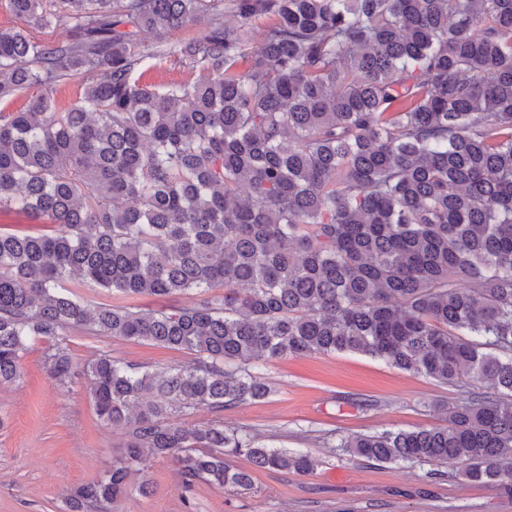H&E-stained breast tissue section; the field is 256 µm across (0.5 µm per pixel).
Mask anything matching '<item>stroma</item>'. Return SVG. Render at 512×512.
Returning <instances> with one entry per match:
<instances>
[{"label": "stroma", "mask_w": 512, "mask_h": 512, "mask_svg": "<svg viewBox=\"0 0 512 512\" xmlns=\"http://www.w3.org/2000/svg\"><path fill=\"white\" fill-rule=\"evenodd\" d=\"M206 30L201 23L161 39L140 33L143 45L166 51L145 61L143 83L196 80L197 70L178 49ZM67 343L78 366L103 352L156 369L195 360L184 350L80 331L70 332ZM43 351V344L32 346L22 377L0 386V512H62L70 490L100 478L122 443L118 432L99 422L83 377L68 390L56 388ZM262 374L270 394L225 408V427H245L268 446L310 453L316 459L312 472L254 471V491L246 495L201 484L188 506L172 465L157 461L132 475L120 512H512L511 498L451 473L432 476L431 464L361 461L325 445L347 435L444 425L435 406L454 402L456 388L349 352L272 359ZM145 480L151 492L144 497L138 485Z\"/></svg>", "instance_id": "stroma-1"}]
</instances>
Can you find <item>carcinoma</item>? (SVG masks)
<instances>
[{
	"mask_svg": "<svg viewBox=\"0 0 512 512\" xmlns=\"http://www.w3.org/2000/svg\"><path fill=\"white\" fill-rule=\"evenodd\" d=\"M8 0L0 30V209L49 233L0 231V385L36 341L56 386L72 381L68 333L197 355L82 366L98 419L123 451L66 497L116 512L132 468L173 464L248 494V470L314 469L215 414L270 393L258 362L352 352L454 386L446 424L351 435L353 458L459 466L512 497V0ZM265 19L260 42L251 30ZM64 21L61 44L26 28ZM199 71L157 89L139 31L191 23ZM92 73L60 111L62 79ZM78 276L161 309L82 302ZM489 391H479V385Z\"/></svg>",
	"mask_w": 512,
	"mask_h": 512,
	"instance_id": "obj_1",
	"label": "carcinoma"
}]
</instances>
